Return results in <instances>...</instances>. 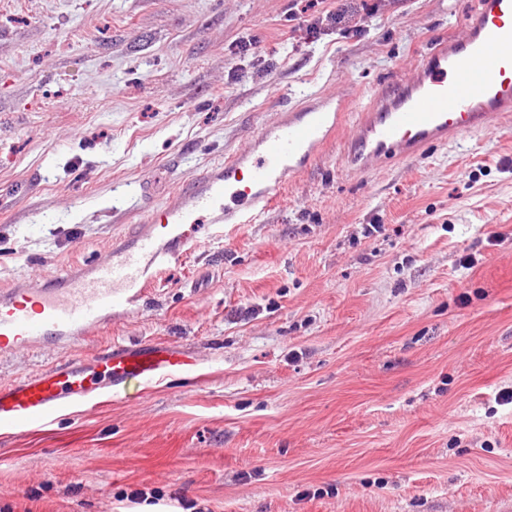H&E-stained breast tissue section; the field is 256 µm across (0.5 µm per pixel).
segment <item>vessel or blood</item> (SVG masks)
Instances as JSON below:
<instances>
[{"label": "vessel or blood", "mask_w": 512, "mask_h": 512, "mask_svg": "<svg viewBox=\"0 0 512 512\" xmlns=\"http://www.w3.org/2000/svg\"><path fill=\"white\" fill-rule=\"evenodd\" d=\"M512 0H478L460 38L440 41L390 90L370 94L353 134L341 138L346 99L315 93L263 127L251 146L184 180L178 202L146 210L107 259L0 290V355L41 346L71 349L113 315L144 306L149 288L179 264L199 236L249 224L282 199L288 183L341 142L343 157L371 170L413 159L432 146L512 123ZM188 349L115 344L87 363L63 357L45 371L0 385V429L42 424L102 391L188 376Z\"/></svg>", "instance_id": "b4317fda"}]
</instances>
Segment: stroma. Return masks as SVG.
Instances as JSON below:
<instances>
[{"instance_id":"35a3bbf8","label":"stroma","mask_w":512,"mask_h":512,"mask_svg":"<svg viewBox=\"0 0 512 512\" xmlns=\"http://www.w3.org/2000/svg\"><path fill=\"white\" fill-rule=\"evenodd\" d=\"M475 7L0 0V289L106 258L143 202L306 94L410 77ZM149 342L195 373L0 430V512H512V124L366 173L329 146L71 355ZM61 356H0V385Z\"/></svg>"}]
</instances>
